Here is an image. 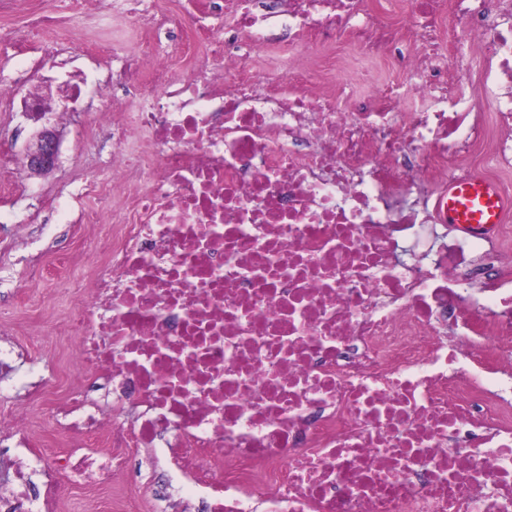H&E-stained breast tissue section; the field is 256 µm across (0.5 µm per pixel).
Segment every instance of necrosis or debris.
I'll list each match as a JSON object with an SVG mask.
<instances>
[{
	"instance_id": "4bbe7bcc",
	"label": "necrosis or debris",
	"mask_w": 512,
	"mask_h": 512,
	"mask_svg": "<svg viewBox=\"0 0 512 512\" xmlns=\"http://www.w3.org/2000/svg\"><path fill=\"white\" fill-rule=\"evenodd\" d=\"M108 4L143 50L100 45L116 150L85 192L125 206L85 214L97 262H62L85 384L57 406L58 476L16 461L0 512H69L139 448L186 512H512V217L442 218L449 184L512 175V0H0L30 13L0 46L58 68L71 13ZM281 31L304 67L256 70ZM339 47L398 80L342 110L316 90ZM87 85L49 75L18 106L66 115Z\"/></svg>"
}]
</instances>
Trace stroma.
I'll return each mask as SVG.
<instances>
[{"mask_svg":"<svg viewBox=\"0 0 512 512\" xmlns=\"http://www.w3.org/2000/svg\"><path fill=\"white\" fill-rule=\"evenodd\" d=\"M123 25L118 15L75 24L71 39L77 64L99 80H107L112 65L100 57L94 44L102 33L121 31ZM46 59L44 48L34 42L18 52L1 50L0 77L25 88L39 77ZM107 110L106 99L91 89L67 121L58 122L55 113H48V121L57 123L61 132L58 165L46 175L25 177L21 174L22 155L39 124L16 111L11 102L0 100V176L12 172L22 176L15 192L0 193V346L13 347L15 366L13 391L0 394V418L10 416L17 402L30 401L36 430L44 436L52 423L51 409L35 400V393L52 378L63 389L82 380L69 365L67 347L54 334L75 302L54 298L52 290L58 282L53 273L58 257L83 242L84 227L78 222L79 211L71 204L70 194L112 163L111 142L95 136ZM37 265L45 267L49 279L44 301L35 305L28 299V274ZM20 458L29 459L35 479L49 476L48 459L40 444L5 441L0 443V477L11 478V465Z\"/></svg>","mask_w":512,"mask_h":512,"instance_id":"stroma-1","label":"stroma"}]
</instances>
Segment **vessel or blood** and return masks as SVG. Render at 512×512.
Segmentation results:
<instances>
[{
    "instance_id": "vessel-or-blood-1",
    "label": "vessel or blood",
    "mask_w": 512,
    "mask_h": 512,
    "mask_svg": "<svg viewBox=\"0 0 512 512\" xmlns=\"http://www.w3.org/2000/svg\"><path fill=\"white\" fill-rule=\"evenodd\" d=\"M510 206L512 201L505 199L495 183L476 176L449 185L443 219L464 231L484 230L499 223Z\"/></svg>"
}]
</instances>
